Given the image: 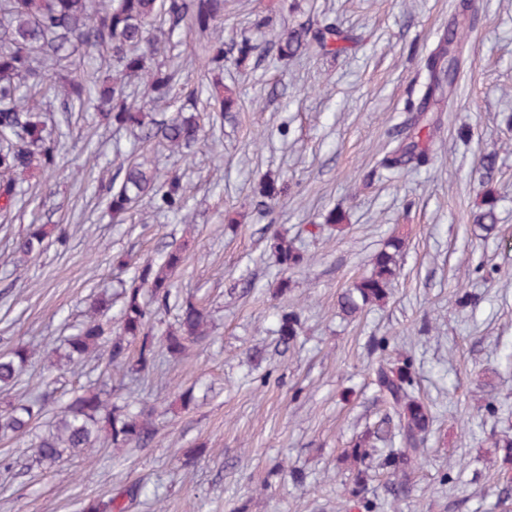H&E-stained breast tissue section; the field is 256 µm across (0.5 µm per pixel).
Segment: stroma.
Instances as JSON below:
<instances>
[{
	"mask_svg": "<svg viewBox=\"0 0 512 512\" xmlns=\"http://www.w3.org/2000/svg\"><path fill=\"white\" fill-rule=\"evenodd\" d=\"M472 23L466 62L451 101L422 112L426 62L460 2ZM224 13V84L238 102L203 139L182 151L140 142L129 130L98 125L94 112L44 106L46 129L69 124L64 166L33 174L13 223L0 226V353L25 345H65L99 298L121 322L122 286L138 265L183 247L171 278L169 306L151 334L178 325L190 300L208 334L157 370L108 367L106 357L54 377L27 368L0 392V412L40 394L51 428L80 387L103 381L112 399L133 398L152 413L157 434L146 448L96 442L52 465H37L30 436L0 435V512H82L121 487L145 493L129 512H346L356 465L353 437L387 407L373 381L383 358L409 359L414 391L434 416L411 493L401 512H512L500 496L502 449L491 437L512 435V0H244ZM347 33V53L310 44L301 56L278 54L288 27ZM253 47L241 58V42ZM185 60L182 87L162 118L189 109L192 92L212 78L199 64L205 41L191 27L174 38ZM434 128L429 164L392 176L377 171L384 152L416 133L417 117ZM497 156L492 181L480 166ZM147 158L161 178L187 188L182 213L158 212L141 196L121 216L109 211L105 186L121 163ZM287 184L275 200L259 194L263 177ZM491 193L499 232L473 222ZM341 213L339 223L326 220ZM33 224H62L66 245L47 237L43 253L20 262L14 242ZM405 247L388 299L353 317L342 293L371 269L393 233ZM296 239L303 263L281 273L273 234ZM288 278V292L278 282ZM472 295L467 307L455 296ZM300 329L279 353L282 314ZM385 350H377L378 341ZM366 459L368 481L358 512H386L389 470ZM304 477L295 485L291 472Z\"/></svg>",
	"mask_w": 512,
	"mask_h": 512,
	"instance_id": "1",
	"label": "stroma"
}]
</instances>
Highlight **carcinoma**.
Segmentation results:
<instances>
[{
    "instance_id": "obj_1",
    "label": "carcinoma",
    "mask_w": 512,
    "mask_h": 512,
    "mask_svg": "<svg viewBox=\"0 0 512 512\" xmlns=\"http://www.w3.org/2000/svg\"><path fill=\"white\" fill-rule=\"evenodd\" d=\"M224 19V0H0V224L12 222L13 210L22 202L26 189L21 175L31 169L44 174L59 164L60 143L46 131L41 106L63 96L72 105L98 110L99 122L139 131L138 139L158 141L168 148L189 147L196 143L204 115H179L158 123L147 109L167 104L180 85L183 64L170 58L169 37L189 24L206 37L208 73L224 74V39L216 34ZM280 54L288 58L305 45V32L290 30L280 38ZM96 49L108 57L114 69L111 83L98 87L96 73H86L76 81L64 62L74 57L77 46ZM448 62V94H453L457 71L464 62L461 37L443 40L429 62L431 71ZM235 105L233 92L213 97L214 112H229ZM431 153L428 140L418 139L404 147L387 151L379 165L389 171H403L412 164H426ZM124 173L119 189L107 188L113 213L127 211L131 194H151L159 211L182 208L187 188L180 178L163 182L148 173L146 163L133 161L119 166ZM474 221L485 235L497 227V214L491 203L475 213ZM45 233L31 227L17 243L15 252L28 260L43 250ZM272 249L284 271L301 262L294 242L274 239ZM403 239L391 236L387 246L374 258L369 274L353 283L341 295L340 307L352 316L366 307L386 300L389 285L398 274V256ZM183 262L181 249L168 252L159 263L145 262L136 270L129 287L122 289L121 335L112 337L106 314L111 303L103 299L91 309L78 334L69 338L66 356L73 365H82L99 352L107 364L125 363L130 337L138 344L137 365L146 370L155 364L160 350L176 356L188 345L206 336V319L196 305L186 304L179 327L158 338L148 331L156 310L167 305L169 279ZM298 318L284 315L278 330L279 343L289 348L297 338ZM30 352L16 346L0 354V388H11L18 381ZM374 382L389 405L390 414L356 438L350 454L356 461L369 457L375 442L399 437L400 448L388 454L384 465L397 476L391 489V505L404 500L409 492L405 476L414 464L433 417L413 395V375L406 361H381L373 368ZM47 413V403L29 397L0 414V433L24 435ZM156 434L153 418L144 412L130 414L112 402V392L90 385L76 394L62 411L54 429L38 438L35 461L52 465L94 445L105 436L114 448L150 445ZM504 451L506 471L501 474L504 498L512 496V437L494 441ZM139 491L121 489L88 505V512H128V502Z\"/></svg>"
}]
</instances>
